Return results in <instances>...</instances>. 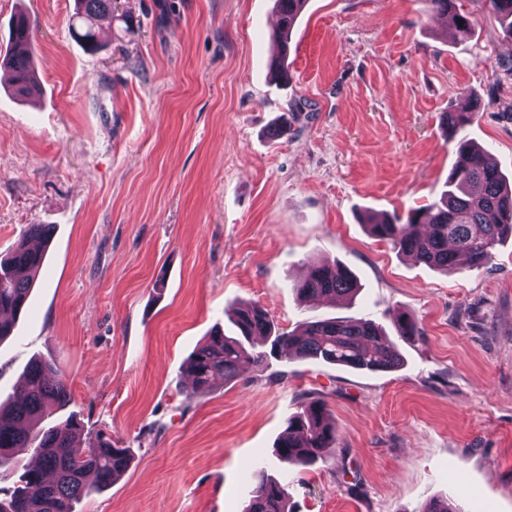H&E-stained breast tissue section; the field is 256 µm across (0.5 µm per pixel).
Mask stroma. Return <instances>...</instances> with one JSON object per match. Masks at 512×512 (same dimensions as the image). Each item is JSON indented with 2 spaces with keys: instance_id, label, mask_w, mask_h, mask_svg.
Returning a JSON list of instances; mask_svg holds the SVG:
<instances>
[{
  "instance_id": "obj_1",
  "label": "stroma",
  "mask_w": 512,
  "mask_h": 512,
  "mask_svg": "<svg viewBox=\"0 0 512 512\" xmlns=\"http://www.w3.org/2000/svg\"><path fill=\"white\" fill-rule=\"evenodd\" d=\"M462 33L422 0H308L288 83L272 82L274 0H117L88 52L75 0H0L34 30L41 92L0 78V253L27 225L52 237L29 307L0 343V399L50 360L84 423L131 448L130 469L77 512H243L263 476L293 512H512V238L492 266L444 273L368 235L365 211L406 216L457 160L441 115L512 177V34L485 0H459ZM291 127L271 136L280 115ZM348 267L352 300L297 299L310 264ZM280 330L327 317L420 340L402 367L363 373L313 360L243 364L193 395L185 362L233 307ZM337 440L314 467L275 454L303 395Z\"/></svg>"
}]
</instances>
